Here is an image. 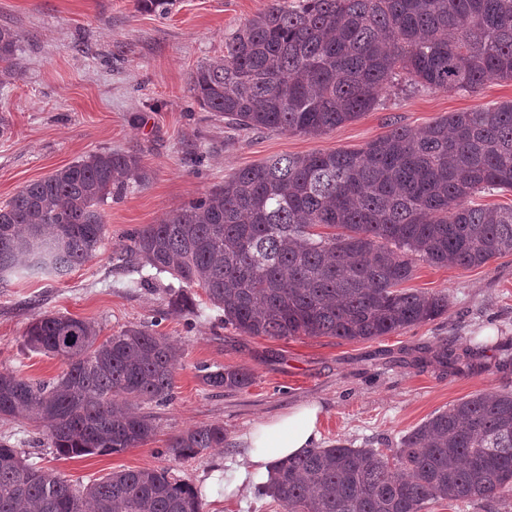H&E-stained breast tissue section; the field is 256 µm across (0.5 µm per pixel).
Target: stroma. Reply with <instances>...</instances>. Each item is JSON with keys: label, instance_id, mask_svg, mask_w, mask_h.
<instances>
[{"label": "stroma", "instance_id": "1", "mask_svg": "<svg viewBox=\"0 0 512 512\" xmlns=\"http://www.w3.org/2000/svg\"><path fill=\"white\" fill-rule=\"evenodd\" d=\"M270 0H176L168 15L137 10L135 0H0V25L20 34L16 75L0 79V205L24 185L97 151L132 152L148 173L101 210L105 237L96 257L61 278L13 276L0 284V373L43 381L61 361L26 348L39 315L60 312L93 323L107 337L158 322L180 358L172 401L143 405L156 434L106 456L58 457L31 420H0L22 457L87 485L121 470L170 469L192 484L204 512H285L249 484L224 494L228 465H244L245 434L261 420L304 403L321 408V447H397L434 413L479 392L512 391V255L479 267H436L414 258L410 288L447 295V315L373 341L327 336L254 337L223 325L204 291L189 288V311L172 312L170 275L144 282L124 264L128 233L158 223L204 196L240 168L278 155L354 150L391 124L423 128L451 112L512 100V82L492 79L479 93L386 88L376 107L320 136L238 132L194 109L189 76L224 53V39ZM448 345L443 365L432 355ZM244 368L243 389L204 383L200 366ZM224 427L222 447L176 463L160 448L184 431Z\"/></svg>", "mask_w": 512, "mask_h": 512}]
</instances>
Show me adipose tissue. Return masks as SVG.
Wrapping results in <instances>:
<instances>
[{
  "mask_svg": "<svg viewBox=\"0 0 512 512\" xmlns=\"http://www.w3.org/2000/svg\"><path fill=\"white\" fill-rule=\"evenodd\" d=\"M318 404H303L281 417L255 424L247 436V465L238 467L224 484L225 492H238L247 480L269 481L275 465L316 447L321 439Z\"/></svg>",
  "mask_w": 512,
  "mask_h": 512,
  "instance_id": "ef3b65f1",
  "label": "adipose tissue"
}]
</instances>
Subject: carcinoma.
Listing matches in <instances>:
<instances>
[{
  "label": "carcinoma",
  "instance_id": "cac0c4a2",
  "mask_svg": "<svg viewBox=\"0 0 512 512\" xmlns=\"http://www.w3.org/2000/svg\"><path fill=\"white\" fill-rule=\"evenodd\" d=\"M174 0H136L161 15ZM20 35L0 26V76L16 74ZM512 81V0H271L224 40V56L189 77L199 107L239 131L318 136L374 109L403 79L478 93ZM148 179L129 152H93L0 206V277H62L96 257L100 207ZM512 191V101L452 112L413 133L393 126L352 151L274 156L157 224L130 234L128 257L204 290L226 326L248 336L373 340L448 313V297L401 287L410 256L478 267L512 254V206L476 204ZM333 233H316V227ZM100 330L51 313L25 345L64 365L49 382L0 374V418L35 417L68 458L137 448L156 432L128 404L173 399L178 352L148 326ZM214 388L252 382L242 369L203 375ZM211 424L172 437L174 461L224 445ZM384 455L338 443L276 466L263 489L288 512H422L426 504L492 501L512 490V392L479 393L432 415ZM203 512L198 491L166 468L113 472L85 487L28 464L0 439V512Z\"/></svg>",
  "mask_w": 512,
  "mask_h": 512
}]
</instances>
